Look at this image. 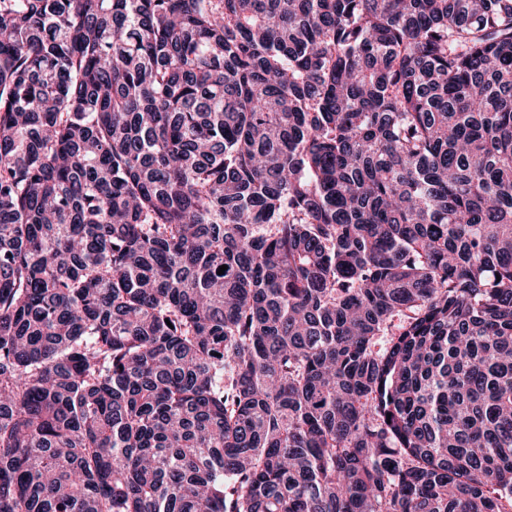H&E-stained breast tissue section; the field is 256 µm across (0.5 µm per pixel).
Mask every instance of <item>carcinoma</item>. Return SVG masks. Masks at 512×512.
I'll list each match as a JSON object with an SVG mask.
<instances>
[{"instance_id": "cac0c4a2", "label": "carcinoma", "mask_w": 512, "mask_h": 512, "mask_svg": "<svg viewBox=\"0 0 512 512\" xmlns=\"http://www.w3.org/2000/svg\"><path fill=\"white\" fill-rule=\"evenodd\" d=\"M0 512H512V0H0Z\"/></svg>"}]
</instances>
